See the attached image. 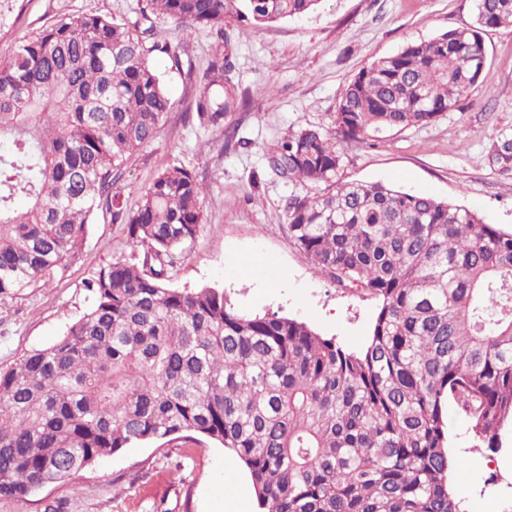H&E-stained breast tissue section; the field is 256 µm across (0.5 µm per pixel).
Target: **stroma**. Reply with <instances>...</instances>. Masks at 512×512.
<instances>
[{
    "label": "stroma",
    "instance_id": "obj_1",
    "mask_svg": "<svg viewBox=\"0 0 512 512\" xmlns=\"http://www.w3.org/2000/svg\"><path fill=\"white\" fill-rule=\"evenodd\" d=\"M142 5L24 0L21 14L0 30V60L12 56L26 33L60 16L98 13L135 22ZM242 10L238 2L224 17L234 91L250 101L249 110L224 118L235 138L226 140L223 129L200 127L191 117L214 42L208 30H194L180 40L178 61L154 58L172 108L156 138L126 162L119 180L124 202L136 208L153 178L171 165L195 171L205 188L204 224L174 266L171 286L220 288L240 314L302 320L344 348L360 349L378 302L337 287L294 246L285 206L298 187L272 172L266 156L288 133L327 123L364 66L408 43L472 24L475 0H324L314 12L265 26L241 19ZM484 39L486 67L455 110L344 146L341 181L383 182L432 195L512 232V165L492 160L498 144L512 140V25L488 30ZM246 254L259 255L263 264L244 280L237 265ZM129 256L124 225L98 212L76 262L23 298L0 299V368L56 341L90 306L86 282ZM449 416L456 462L449 482L459 512H512V441L495 453L475 447L469 421L454 410ZM229 461L231 454L211 443L144 444L47 485L25 505L0 499V512H221L229 493L244 502L243 512H257L244 466L233 463L229 472Z\"/></svg>",
    "mask_w": 512,
    "mask_h": 512
}]
</instances>
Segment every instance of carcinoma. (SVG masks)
I'll return each instance as SVG.
<instances>
[{
	"label": "carcinoma",
	"instance_id": "cac0c4a2",
	"mask_svg": "<svg viewBox=\"0 0 512 512\" xmlns=\"http://www.w3.org/2000/svg\"><path fill=\"white\" fill-rule=\"evenodd\" d=\"M23 0H0V30ZM321 0H244L257 24ZM472 24L412 42L345 86L331 129L268 153L293 244L341 288L378 299L358 351L308 323L237 313L220 288H173L203 224L197 174L159 173L134 210L117 181L172 103L151 57L177 46L111 16H62L0 61V298L79 257L96 210L126 226L128 259L86 283L91 306L52 345L0 369V497L42 487L125 448L187 438L245 466L261 512H457L449 408L492 452L512 430V232L469 209L379 182H340L341 142L423 125L457 107L487 63L483 31L512 0H475ZM229 0H146L176 36L207 28L214 58L196 121L235 105L224 53Z\"/></svg>",
	"mask_w": 512,
	"mask_h": 512
}]
</instances>
